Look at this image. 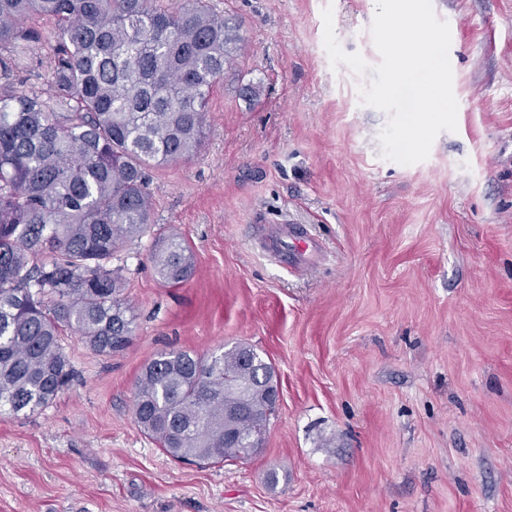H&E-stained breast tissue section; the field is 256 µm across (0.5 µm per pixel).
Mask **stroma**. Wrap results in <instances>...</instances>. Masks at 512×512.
<instances>
[{
  "instance_id": "1",
  "label": "stroma",
  "mask_w": 512,
  "mask_h": 512,
  "mask_svg": "<svg viewBox=\"0 0 512 512\" xmlns=\"http://www.w3.org/2000/svg\"><path fill=\"white\" fill-rule=\"evenodd\" d=\"M213 3L245 47L201 152L150 169L151 222L112 259L133 340L107 356L64 332L72 384L0 413V512H512V0H432L457 129L412 165L383 156L387 114L324 47L329 7L342 49L378 64L376 0ZM260 215L304 227L319 260L278 265ZM172 230L196 258L179 285L149 255ZM239 343L278 375L262 447L170 459L134 423L142 367Z\"/></svg>"
}]
</instances>
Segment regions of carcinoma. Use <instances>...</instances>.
I'll return each mask as SVG.
<instances>
[{"label":"carcinoma","instance_id":"carcinoma-1","mask_svg":"<svg viewBox=\"0 0 512 512\" xmlns=\"http://www.w3.org/2000/svg\"><path fill=\"white\" fill-rule=\"evenodd\" d=\"M0 0V413L47 407L73 377L60 336L124 350L134 333L109 267L144 234L147 170L187 161L206 137L210 93L241 50L239 25L210 0ZM53 23L43 84L20 89V50ZM180 284L195 255L174 232L150 250ZM275 370L244 345L158 355L134 392L137 427L199 465L248 456L275 413Z\"/></svg>","mask_w":512,"mask_h":512}]
</instances>
